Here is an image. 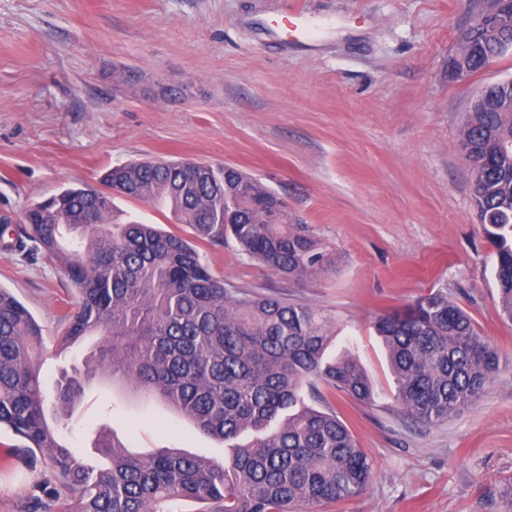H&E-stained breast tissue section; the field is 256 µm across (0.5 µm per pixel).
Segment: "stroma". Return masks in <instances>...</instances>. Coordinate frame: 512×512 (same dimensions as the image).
I'll return each mask as SVG.
<instances>
[{"label":"stroma","mask_w":512,"mask_h":512,"mask_svg":"<svg viewBox=\"0 0 512 512\" xmlns=\"http://www.w3.org/2000/svg\"><path fill=\"white\" fill-rule=\"evenodd\" d=\"M486 0H0V224L115 165L192 158L273 188L336 254L301 280L235 241L200 245L226 283L329 313V355L364 368L375 403L336 399L374 461L342 504L306 512H512V322L496 256L472 198L459 131L472 95L512 78V52L467 78L457 37ZM298 28L276 27L283 13ZM0 287L44 336L46 392L86 346L59 350L76 291L45 253L0 249ZM444 288L501 356L487 392L430 428L394 411V378L372 322ZM133 452L176 449L224 459L223 443L183 414L105 372L87 382L60 439L93 455L99 434ZM25 442L0 430V512H65L68 490Z\"/></svg>","instance_id":"35a3bbf8"}]
</instances>
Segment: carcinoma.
<instances>
[{
  "label": "carcinoma",
  "mask_w": 512,
  "mask_h": 512,
  "mask_svg": "<svg viewBox=\"0 0 512 512\" xmlns=\"http://www.w3.org/2000/svg\"><path fill=\"white\" fill-rule=\"evenodd\" d=\"M512 47V30L479 43L475 66ZM484 112L469 114L461 135L474 202L497 256L503 314L512 321V79L482 89ZM119 194L171 210L193 239L135 220L120 222L112 194L85 184L25 209L24 224L0 227V243L34 242L76 287V310L63 316L59 350L99 335L83 376L109 369L155 395L224 443L220 463L178 451L134 455L97 445L99 464L67 447L47 422L48 404L69 418L83 393L64 375L54 400L36 357L40 327L0 287V427L23 438L22 451L47 458L73 499L70 512H168L185 499L200 512H303L349 500L371 482L373 460L326 395L371 404L373 385L350 356L326 357L336 338L331 316L306 305L224 287L196 242L231 237L265 267L301 278L327 270L333 255L269 186L228 165L135 160L108 169ZM374 329L396 383V412L434 426L480 398L500 369L498 350L472 317L438 288L376 317ZM308 388L311 403L302 395Z\"/></svg>",
  "instance_id": "cac0c4a2"
}]
</instances>
